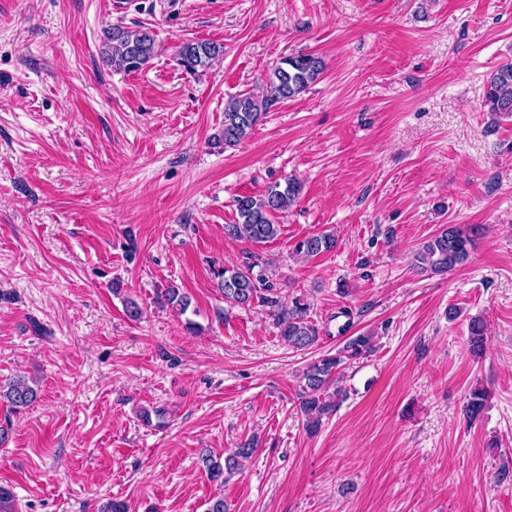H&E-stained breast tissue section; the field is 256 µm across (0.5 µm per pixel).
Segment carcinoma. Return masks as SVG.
I'll return each mask as SVG.
<instances>
[{
  "label": "carcinoma",
  "mask_w": 512,
  "mask_h": 512,
  "mask_svg": "<svg viewBox=\"0 0 512 512\" xmlns=\"http://www.w3.org/2000/svg\"><path fill=\"white\" fill-rule=\"evenodd\" d=\"M155 52V39L149 28L131 29L112 25L104 30L101 54L113 67L127 72L145 66ZM223 53V47L214 42H185L180 47V64L187 70L197 72L206 68ZM324 71L321 57L307 53L282 58L263 80L260 96L249 93L231 98L224 105V126L218 140L224 146H235L243 141L271 106L295 98L308 90ZM484 105L492 112L512 116V64L499 67L492 75L484 96ZM301 193V185L292 178L275 182L256 196H241L235 200L238 221L225 226L226 233L234 238L252 243H265L278 237L280 225L274 223V215L288 209ZM335 247L330 234L306 236L293 246V253L301 258H310ZM472 247L471 232L450 225L439 234L424 242L413 255L412 264L422 272L433 274L451 271L464 265ZM217 287L224 300L235 305L250 306L258 303L265 307L273 318L279 337L296 349H309L318 343L319 329L308 319V303L301 297L287 299L279 286L266 274V263L256 256H248L242 264L222 266L212 270ZM163 305L185 312L188 298L176 288H167L159 296ZM486 343L485 326L479 319L469 323V352L474 357L483 355ZM372 348V337L357 334L349 337L336 354H326L303 371L298 406L304 418L306 431L314 435L319 432L323 419L336 411L346 397L339 386L343 366L357 359ZM38 397V390L23 376L0 384V400L13 408H25ZM487 404V390L474 388L465 406L469 421L479 418ZM255 451L254 443L245 441L235 451L219 459L210 452H200L199 460L208 478L224 483L234 474L240 462Z\"/></svg>",
  "instance_id": "obj_1"
}]
</instances>
